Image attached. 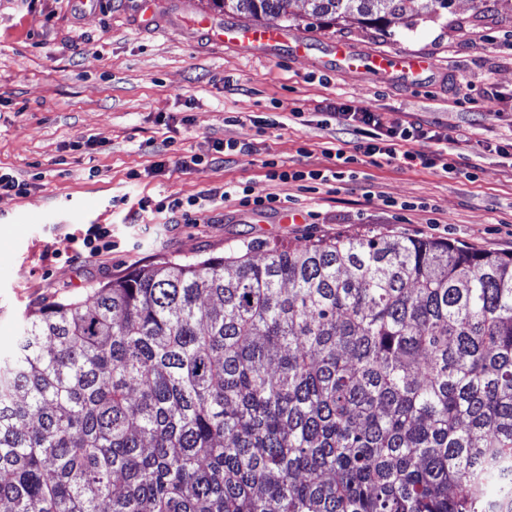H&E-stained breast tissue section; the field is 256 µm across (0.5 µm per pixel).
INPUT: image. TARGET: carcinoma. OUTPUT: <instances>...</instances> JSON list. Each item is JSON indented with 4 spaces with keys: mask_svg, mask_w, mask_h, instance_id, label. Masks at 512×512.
I'll return each mask as SVG.
<instances>
[{
    "mask_svg": "<svg viewBox=\"0 0 512 512\" xmlns=\"http://www.w3.org/2000/svg\"><path fill=\"white\" fill-rule=\"evenodd\" d=\"M0 508L512 512V256L247 243L32 312L0 355Z\"/></svg>",
    "mask_w": 512,
    "mask_h": 512,
    "instance_id": "obj_1",
    "label": "carcinoma"
}]
</instances>
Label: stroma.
I'll return each instance as SVG.
<instances>
[{
	"label": "stroma",
	"instance_id": "stroma-1",
	"mask_svg": "<svg viewBox=\"0 0 512 512\" xmlns=\"http://www.w3.org/2000/svg\"><path fill=\"white\" fill-rule=\"evenodd\" d=\"M489 2L479 19L473 0H455L449 21L410 0L380 31L316 21L306 0H291L275 21L285 43L253 52L217 40L243 17L209 0H0V173L29 185L23 196L0 194V352L11 349L24 313L91 300L95 288L164 262L237 256L249 241L300 249L406 237L511 255L512 160L475 151L477 141L512 133V55L497 47L512 29V0ZM338 42L419 54L432 66L418 84L339 73L327 65ZM496 91L505 95L498 112L485 111ZM336 100L447 129L449 146L478 165V181L383 161L357 165L331 193L267 180L270 159L324 164L322 146L337 131L316 107ZM296 111L304 123L289 121ZM269 114L285 126L257 132L251 117ZM229 138L251 143V153L191 163ZM227 184L276 194L296 222L218 198L203 202L192 224L125 221L140 198L194 199ZM90 224L111 225L108 255L76 254L73 241Z\"/></svg>",
	"mask_w": 512,
	"mask_h": 512
}]
</instances>
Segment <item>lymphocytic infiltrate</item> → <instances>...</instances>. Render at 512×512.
Segmentation results:
<instances>
[{"label": "lymphocytic infiltrate", "mask_w": 512, "mask_h": 512, "mask_svg": "<svg viewBox=\"0 0 512 512\" xmlns=\"http://www.w3.org/2000/svg\"><path fill=\"white\" fill-rule=\"evenodd\" d=\"M321 111L336 122L340 133L335 144L323 150L332 159V166L286 168L271 159L266 163L269 180L296 182L307 190L330 186L353 178L354 165L367 158L439 170L452 179L472 182L478 177L477 165L449 150L447 132L435 123L404 122L388 118L369 106L339 101L322 106Z\"/></svg>", "instance_id": "lymphocytic-infiltrate-1"}]
</instances>
